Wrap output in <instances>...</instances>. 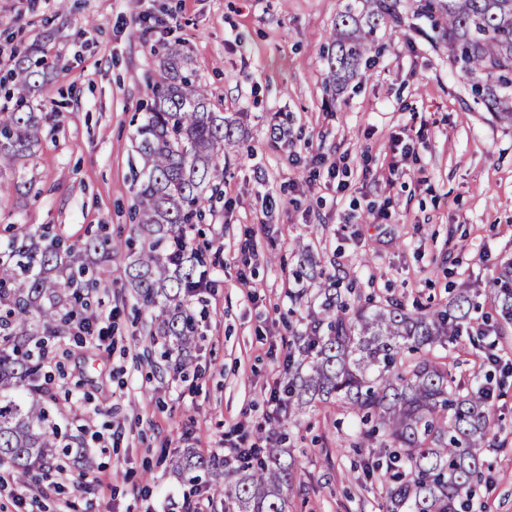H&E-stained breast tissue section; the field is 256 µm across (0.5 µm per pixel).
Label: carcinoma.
Returning a JSON list of instances; mask_svg holds the SVG:
<instances>
[{
    "label": "carcinoma",
    "mask_w": 512,
    "mask_h": 512,
    "mask_svg": "<svg viewBox=\"0 0 512 512\" xmlns=\"http://www.w3.org/2000/svg\"><path fill=\"white\" fill-rule=\"evenodd\" d=\"M416 12L448 38L449 58L470 82L474 100L512 125V0H413ZM397 0H348L324 50L325 92L353 78L386 23L399 22ZM160 79L134 131L137 149L135 237L96 236L79 244L48 231L20 229L0 246V460L15 479L47 478L60 444L61 403L50 388L49 342L87 334L82 310L97 294L112 257L126 260L124 277L146 310L160 308L151 332L177 352L186 369L198 329L190 297L205 279L202 254L188 230L201 223L202 193L224 178L225 149L240 145L238 119L210 107L192 61L176 46L155 51ZM18 91L36 87L44 63L16 59ZM40 117L24 97L0 108V166L22 168L40 145ZM512 279L491 281L490 294L512 317ZM353 289L334 280L320 289L319 310L294 334L298 358L288 359L285 428L317 400H336L360 422L358 445L379 442L392 485L385 512H464L473 485L487 482L483 449L493 403L482 385L463 390L448 370V344L470 337L475 294L460 288L445 309L411 314L398 301L352 303ZM277 446L256 461L228 467L212 491L235 512H288L294 460ZM224 462L189 450L172 469L194 491Z\"/></svg>",
    "instance_id": "1"
}]
</instances>
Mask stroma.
I'll return each mask as SVG.
<instances>
[{
	"label": "stroma",
	"mask_w": 512,
	"mask_h": 512,
	"mask_svg": "<svg viewBox=\"0 0 512 512\" xmlns=\"http://www.w3.org/2000/svg\"><path fill=\"white\" fill-rule=\"evenodd\" d=\"M347 0H0V75L41 47L46 77L27 95L41 144L18 171L0 168V244L8 225L50 228L72 242L132 237L134 126L157 80L153 42L194 61L217 110L243 115V143L226 150L221 181L203 191L194 236L206 286L190 307L199 336L183 377L161 357L152 312L123 288L113 259L89 312L101 345L63 341L52 387L72 391L61 428L80 438L61 471L0 495V512H181L187 486L170 461L184 449L223 457L227 432L248 444L283 443L298 463L289 512H382L381 448L356 447V419L333 402L269 434L284 391L294 332L319 305L318 282L295 281L302 258L344 278L362 297L409 312L440 307L455 289H479L474 317L500 324L493 346L512 363V320L490 281L512 262V126L468 94L448 43L400 0L382 26L381 52L335 97L324 92L323 47ZM159 20L152 34L134 19ZM423 129L413 155H394L403 130ZM31 183L30 194L14 182ZM389 219H380V211ZM485 458L491 483L470 512H512V373L494 387Z\"/></svg>",
	"instance_id": "35a3bbf8"
}]
</instances>
